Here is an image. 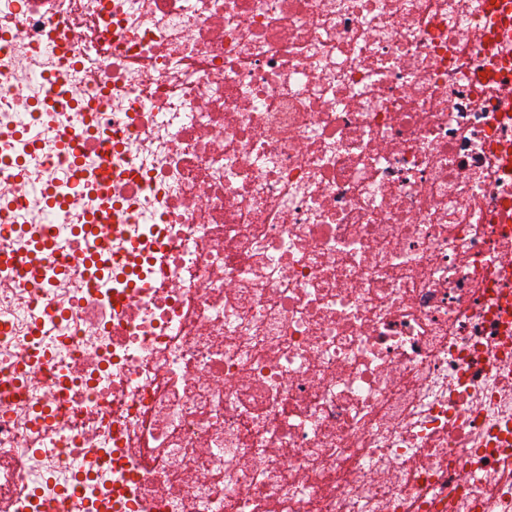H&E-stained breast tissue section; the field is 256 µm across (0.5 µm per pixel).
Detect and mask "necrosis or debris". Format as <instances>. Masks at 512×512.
<instances>
[{"instance_id":"4bbe7bcc","label":"necrosis or debris","mask_w":512,"mask_h":512,"mask_svg":"<svg viewBox=\"0 0 512 512\" xmlns=\"http://www.w3.org/2000/svg\"><path fill=\"white\" fill-rule=\"evenodd\" d=\"M51 228L0 512H512V0H0V255ZM66 252L58 248L57 235L54 229L51 228L45 239L41 256L38 259L41 274L47 282L53 280L62 272V267L64 266L62 255Z\"/></svg>"}]
</instances>
